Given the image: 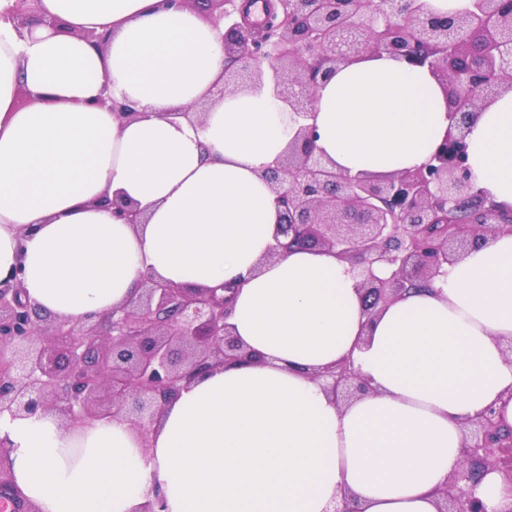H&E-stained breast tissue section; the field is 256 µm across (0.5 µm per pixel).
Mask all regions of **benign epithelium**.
Returning <instances> with one entry per match:
<instances>
[{"mask_svg": "<svg viewBox=\"0 0 512 512\" xmlns=\"http://www.w3.org/2000/svg\"><path fill=\"white\" fill-rule=\"evenodd\" d=\"M18 0L17 27L33 21ZM224 23L226 90L269 76L276 97L312 116L313 91L336 66L361 52H385L427 66L449 91L455 130L422 167L388 179L351 178L314 154V128L299 126L267 172L281 220L272 255L292 248L336 249L360 268L366 311L430 282L473 245L512 232V212L474 191L466 166L470 119L512 88V0H473V8L436 14L423 0H265L253 22L236 0H204ZM114 216L139 223L133 204ZM392 269L390 276L374 268ZM228 287L182 288L147 277L125 305L78 323L48 319L18 285L0 284V415L56 409L74 425L121 412L148 434L163 408L198 374L244 354L227 331ZM332 391H363L351 364L324 371ZM464 466L439 491L440 512H487L473 491L495 469L512 494V430L488 408L465 423Z\"/></svg>", "mask_w": 512, "mask_h": 512, "instance_id": "7a95c632", "label": "benign epithelium"}]
</instances>
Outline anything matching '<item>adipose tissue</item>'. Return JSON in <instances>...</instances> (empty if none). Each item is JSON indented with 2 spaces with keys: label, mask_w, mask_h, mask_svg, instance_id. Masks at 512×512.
<instances>
[{
  "label": "adipose tissue",
  "mask_w": 512,
  "mask_h": 512,
  "mask_svg": "<svg viewBox=\"0 0 512 512\" xmlns=\"http://www.w3.org/2000/svg\"><path fill=\"white\" fill-rule=\"evenodd\" d=\"M15 5L0 0V282L71 322L146 275L227 284L250 355L194 378L145 436L119 415L0 417L23 496L42 512H142L158 496L166 512H438L465 422L491 407L512 429V233L368 313L335 252L269 259L280 210L264 172L298 122L267 84L215 95L223 28L165 0H37L58 27L19 32ZM309 123L330 169L384 179L425 164L455 118L429 68L367 52L320 82ZM466 144L475 190L512 210V90ZM115 200L141 223L114 217ZM344 361L365 386L349 401L319 377Z\"/></svg>",
  "instance_id": "adipose-tissue-1"
}]
</instances>
